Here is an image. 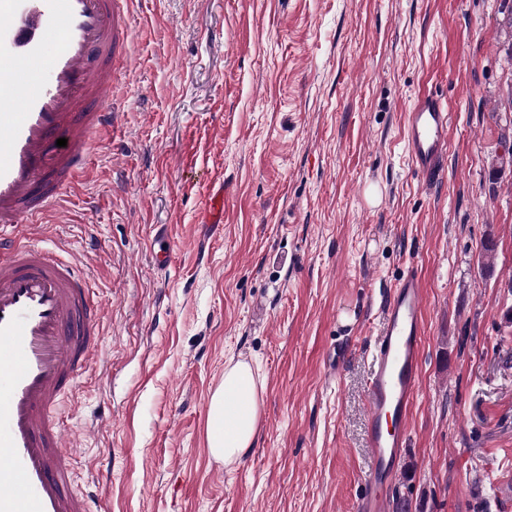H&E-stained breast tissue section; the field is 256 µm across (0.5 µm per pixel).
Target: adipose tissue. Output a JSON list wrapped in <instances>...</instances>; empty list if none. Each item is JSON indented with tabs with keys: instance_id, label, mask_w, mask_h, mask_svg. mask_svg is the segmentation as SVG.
I'll return each mask as SVG.
<instances>
[{
	"instance_id": "ef3b65f1",
	"label": "adipose tissue",
	"mask_w": 512,
	"mask_h": 512,
	"mask_svg": "<svg viewBox=\"0 0 512 512\" xmlns=\"http://www.w3.org/2000/svg\"><path fill=\"white\" fill-rule=\"evenodd\" d=\"M265 380L243 360L224 365V379L212 392L207 412L206 442L211 456L225 465L241 460L259 433Z\"/></svg>"
}]
</instances>
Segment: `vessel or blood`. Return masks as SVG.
I'll list each match as a JSON object with an SVG mask.
<instances>
[{
  "mask_svg": "<svg viewBox=\"0 0 512 512\" xmlns=\"http://www.w3.org/2000/svg\"><path fill=\"white\" fill-rule=\"evenodd\" d=\"M132 2L0 0V512H93L73 488L74 450L56 408L99 349V308L77 265L23 242L18 230L42 222L85 173L91 137L114 124L110 91L130 54ZM449 121L447 101L430 91L408 110L407 151L426 184L444 177ZM200 221L223 223V193L207 196ZM424 309L423 284L407 272L369 353L373 467L357 512L389 509L420 376Z\"/></svg>",
  "mask_w": 512,
  "mask_h": 512,
  "instance_id": "b4317fda",
  "label": "vessel or blood"
}]
</instances>
